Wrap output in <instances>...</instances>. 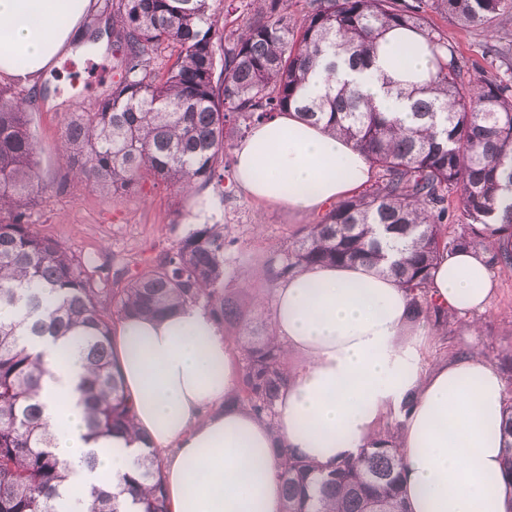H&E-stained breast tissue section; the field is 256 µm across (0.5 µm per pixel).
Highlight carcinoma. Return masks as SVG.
Returning <instances> with one entry per match:
<instances>
[{
  "label": "carcinoma",
  "mask_w": 512,
  "mask_h": 512,
  "mask_svg": "<svg viewBox=\"0 0 512 512\" xmlns=\"http://www.w3.org/2000/svg\"><path fill=\"white\" fill-rule=\"evenodd\" d=\"M213 0H112L105 32L120 55L119 78L90 112L67 117L60 153L72 175L111 196L147 184L199 192L224 180V153L235 128L294 109L352 141L378 169L365 194L336 204L270 264L274 284L306 267L360 262L390 267L412 294L411 319L456 318L429 296L434 261L479 248L490 269L512 267V68L465 79L456 46L425 20L427 0H305L300 16L286 0H249L243 24L225 33ZM461 25L477 27L512 12V0H440ZM397 26L421 33L435 56L430 81L397 89L407 120L379 112L347 82L305 96L317 68L334 74L370 58ZM175 60L159 71L165 49ZM35 98L0 88V512H66L69 471L53 451L41 388L49 367L33 344L67 338L82 361L87 438L133 427L134 405L112 358L121 320L166 315L184 305L210 310L222 325L247 328L248 314L224 288L222 224H198L126 282L125 269L101 275L91 255H77L30 224L35 199L51 189L38 173L30 125ZM239 389L232 404L273 422L288 381L285 348L273 330L235 336ZM503 426L502 481L512 512V381ZM152 453L134 461L116 485L82 496L89 512H170ZM403 451L390 431L354 459L323 468L291 453L277 471L282 512H408Z\"/></svg>",
  "instance_id": "1"
}]
</instances>
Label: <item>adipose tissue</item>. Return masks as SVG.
I'll list each match as a JSON object with an SVG mask.
<instances>
[{
  "instance_id": "1",
  "label": "adipose tissue",
  "mask_w": 512,
  "mask_h": 512,
  "mask_svg": "<svg viewBox=\"0 0 512 512\" xmlns=\"http://www.w3.org/2000/svg\"><path fill=\"white\" fill-rule=\"evenodd\" d=\"M90 0H0V77L31 85L80 39ZM432 56L414 31L379 40L366 68L339 64L337 79L358 86L379 111L402 114L404 87L428 80ZM236 183L254 200L318 212L364 188L373 168L354 144L295 112L255 124L233 149ZM494 288L485 255L444 254L430 293L449 312L484 311ZM273 330L304 363L291 369L275 427L232 405L238 353L211 314L187 306L164 320H124L115 353L134 401L135 434L90 440L70 343L38 349L52 371L42 386L55 452L83 489L118 482L142 453L163 457L172 512H280L277 445L331 465L378 439V424L402 414L409 512H506L501 478L504 396L499 372L475 356L422 368L427 333L409 319L410 296L388 273L362 265L316 266L280 282ZM95 468H87V456Z\"/></svg>"
}]
</instances>
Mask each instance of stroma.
Listing matches in <instances>:
<instances>
[{
    "label": "stroma",
    "instance_id": "35a3bbf8",
    "mask_svg": "<svg viewBox=\"0 0 512 512\" xmlns=\"http://www.w3.org/2000/svg\"><path fill=\"white\" fill-rule=\"evenodd\" d=\"M426 19L458 50L463 66L479 62L490 73L512 63V14L493 18L488 24L464 28L443 11L427 7ZM109 46L80 51L52 67L48 78L35 87L9 82L18 96L34 95L31 129L37 143L40 176L51 191L38 198L31 209L34 229L53 237L78 254L100 257L104 269L121 260L129 274H136L145 260L184 236L189 226L176 223L177 212H190L194 201L174 188H145L139 194L105 197L84 182L68 175L59 155L63 122L68 113L90 110L110 90L116 79ZM219 212L215 223L224 225L236 243L224 255V285L235 292L241 307L252 316L250 330L262 336L272 323L271 308H257L258 299L269 297L267 264L295 242L300 230L317 223L319 214L297 213L284 206L253 201L225 171L221 186L207 188ZM495 292L489 307L441 326L434 319L423 322L429 346L424 369L474 355L501 375L512 372V269L492 272Z\"/></svg>",
    "mask_w": 512,
    "mask_h": 512
}]
</instances>
